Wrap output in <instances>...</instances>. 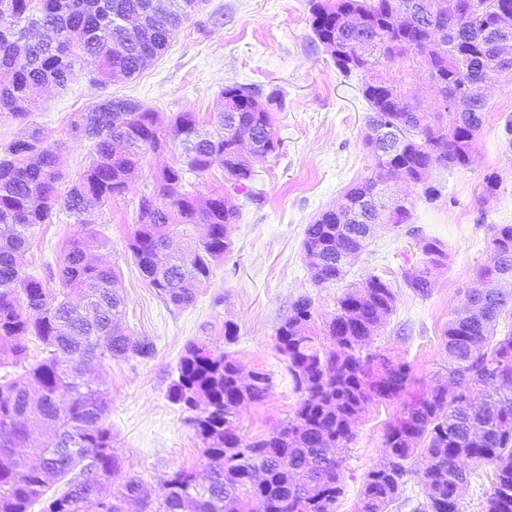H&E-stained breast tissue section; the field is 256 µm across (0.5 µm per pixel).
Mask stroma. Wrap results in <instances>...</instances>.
I'll list each match as a JSON object with an SVG mask.
<instances>
[{
	"instance_id": "obj_1",
	"label": "stroma",
	"mask_w": 512,
	"mask_h": 512,
	"mask_svg": "<svg viewBox=\"0 0 512 512\" xmlns=\"http://www.w3.org/2000/svg\"><path fill=\"white\" fill-rule=\"evenodd\" d=\"M311 20L310 0H203L164 53L134 77L100 84L84 75L66 87L37 91V105L26 117L0 118V148L36 127L48 134L59 149L64 192L91 152L90 142L70 136V119L106 98L137 100L163 124L176 113H196L204 132L211 129L224 86L248 85L261 96L274 93L280 99L271 110L276 149L254 163L247 190H231L218 164L203 176L188 177L191 192L230 195L239 209L230 228L231 252L214 265L189 306L164 303L127 249L140 198L152 194L164 167L178 163L180 148L148 154L126 191L93 216L102 241L90 256L117 270L127 298L122 326L132 340L151 342L154 353L94 363L86 376L109 399L112 447L119 458L113 487L137 479L154 504L163 500L175 471L186 468L202 480L210 472L186 412L168 398L186 345L207 346L230 354L244 370L270 374L263 401L243 407L236 420L243 440L267 436L287 423L298 401L276 336L293 302L311 298V330L329 351L333 344L324 329L336 314L338 298L375 275L391 284L397 300L366 349L407 362L411 376L400 398L368 406L342 454L343 493L336 512H354L366 474L386 460L387 429L445 373L444 332L490 261V225L512 224V149L504 135L505 120L512 117V78L492 74L484 85L487 114L471 165L431 168L427 183L442 189L433 202L426 201L424 185L391 182L390 194L412 205L410 221L379 229L343 280L314 283L304 231L322 211L342 203L350 185L372 176L373 159L364 144L369 107L361 92L363 76L339 72L316 40ZM383 72L421 109L436 110L439 95L425 68L403 60L385 65ZM489 173L497 175L499 187L486 202L483 180ZM76 230L74 217L55 207L50 222L35 229L23 259L25 272L45 278L57 271ZM430 239L441 241L447 257L433 268L431 291L423 297L406 288L402 273L423 264L422 245ZM228 323L236 328L231 342L224 338Z\"/></svg>"
}]
</instances>
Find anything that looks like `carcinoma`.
I'll use <instances>...</instances> for the list:
<instances>
[{
    "instance_id": "1",
    "label": "carcinoma",
    "mask_w": 512,
    "mask_h": 512,
    "mask_svg": "<svg viewBox=\"0 0 512 512\" xmlns=\"http://www.w3.org/2000/svg\"><path fill=\"white\" fill-rule=\"evenodd\" d=\"M203 2L181 0L176 7L171 0H0V70L12 75L9 82L0 83V116H26L33 107L32 89L63 87L87 67L101 82L114 75L133 76L145 59L165 51ZM474 2L472 16L446 35L430 27L427 19L438 0H326L312 5L313 33L344 75L410 59L414 48L436 41L439 57L423 65L442 100L461 98L466 105L448 124L442 119L446 107L441 113L421 112L387 81L364 83L368 122L387 120L404 143L395 157L384 160L374 154L375 166L392 164L416 184L422 183L426 168L468 167V153L487 112L478 90L481 75L492 67L512 74V60L499 58L498 34L489 28L504 0ZM399 4L413 11L415 26L390 27L389 15ZM355 12L368 18L361 30L341 23L342 16ZM127 15L140 20L132 32L116 23ZM33 20L51 36L21 52L18 38ZM258 96L251 86L224 87L214 113L215 132L194 144L198 120L193 112L177 113L164 128L155 112L127 97L106 98L74 113L70 135L92 143L93 153L64 198L78 230L64 249L59 290L26 273L21 262L35 227L50 220L59 198L57 151L42 129L33 128L0 153V369H5L0 375V512H31L40 502L42 512H126L125 505L139 498L136 479L112 489L118 462L107 424V396L83 378L79 365L105 357L147 358L153 345L133 342L119 329L127 301L115 270L87 261L100 236L89 217L124 192L128 175L147 153L181 146L179 164L163 169L153 195L140 200L127 249L165 303L190 304L212 266L231 251L228 229L238 211L226 195L186 191L185 174H203L220 161L225 180L247 187L253 161L276 149L269 109L276 96L268 95L265 107ZM234 123L250 127L255 144H240L226 134ZM436 136L453 144L452 154L438 153L432 146ZM375 183L370 177L353 184L345 198L356 204L372 194ZM369 219L365 213L359 224H341L329 209L307 226L305 251L319 252L322 260L315 283L344 278L336 248L360 247ZM192 224L207 225V239L190 254L159 264L157 250L179 227ZM489 245L500 253L499 271L512 276V225H491ZM422 251L425 264L405 270L403 280L425 296L432 288L434 256L447 255L436 239L425 241ZM466 302L476 312L451 319L444 333L446 377L453 387L435 386L390 426L385 448L394 465L366 474L355 512H388L402 495L405 478L412 473L409 462L415 459L423 465L426 490L415 512H462L460 490L468 483V465L491 470L483 512H512V331L496 338L500 317H512V297L476 286L467 291ZM395 303L394 289L378 276L349 287L327 324V335L338 350L325 353L306 333L312 318L310 300L295 301L277 329L278 348L288 357L293 388L300 394L285 425L286 443L273 433L250 443L225 438L224 423L235 422L241 407L264 398L270 375L262 373L264 388L243 390L233 357L217 355L205 345H188L168 398L196 412L189 422L217 469L206 484L192 481L189 470L176 471L168 494L153 512H184L188 505L193 512H244L246 498L258 500L261 512H334L343 493L342 457H327L329 449L348 447L356 415L371 402L399 397L409 378L405 362L381 353L362 355L363 339L374 334ZM23 336L36 338L47 356L28 362ZM33 386L40 391L36 400L30 397ZM36 428L46 433L42 461L27 467L15 449L26 444ZM91 461L96 477L88 484L85 475ZM254 470L264 472L257 485L249 481ZM49 475L65 481V490L46 500Z\"/></svg>"
}]
</instances>
